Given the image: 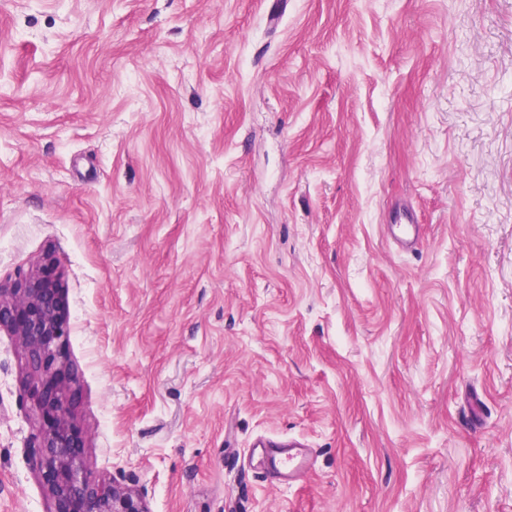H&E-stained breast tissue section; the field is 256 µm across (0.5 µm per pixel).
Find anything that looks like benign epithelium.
<instances>
[{"label": "benign epithelium", "mask_w": 512, "mask_h": 512, "mask_svg": "<svg viewBox=\"0 0 512 512\" xmlns=\"http://www.w3.org/2000/svg\"><path fill=\"white\" fill-rule=\"evenodd\" d=\"M42 270L43 265L35 262L18 269L11 284L0 282V329L16 336L32 369L56 371L34 403L35 410L51 421L48 432L37 440L34 456L52 501L51 512H150L134 478H100L81 462L84 443L72 424L77 375L60 361L61 347L68 340L61 317L62 290Z\"/></svg>", "instance_id": "7a95c632"}]
</instances>
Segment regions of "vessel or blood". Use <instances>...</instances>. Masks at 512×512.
Segmentation results:
<instances>
[{"instance_id":"b4317fda","label":"vessel or blood","mask_w":512,"mask_h":512,"mask_svg":"<svg viewBox=\"0 0 512 512\" xmlns=\"http://www.w3.org/2000/svg\"><path fill=\"white\" fill-rule=\"evenodd\" d=\"M390 237L402 249L417 246L421 240L420 227L410 219L397 218L392 224ZM261 473L271 483L288 485L311 469L314 455L307 444L297 439L271 436L258 437L250 448Z\"/></svg>"}]
</instances>
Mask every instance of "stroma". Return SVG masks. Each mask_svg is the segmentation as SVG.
Segmentation results:
<instances>
[{
  "mask_svg": "<svg viewBox=\"0 0 512 512\" xmlns=\"http://www.w3.org/2000/svg\"><path fill=\"white\" fill-rule=\"evenodd\" d=\"M268 2L0 0V281L55 259L83 463L151 512H512V0ZM41 385L0 331V512L52 508ZM390 237L400 248L411 249L420 243V224H414L410 219L399 216L395 224L391 225ZM250 455L273 484L288 485L311 469L314 455L308 445L297 439L260 436L252 444Z\"/></svg>",
  "mask_w": 512,
  "mask_h": 512,
  "instance_id": "stroma-1",
  "label": "stroma"
}]
</instances>
